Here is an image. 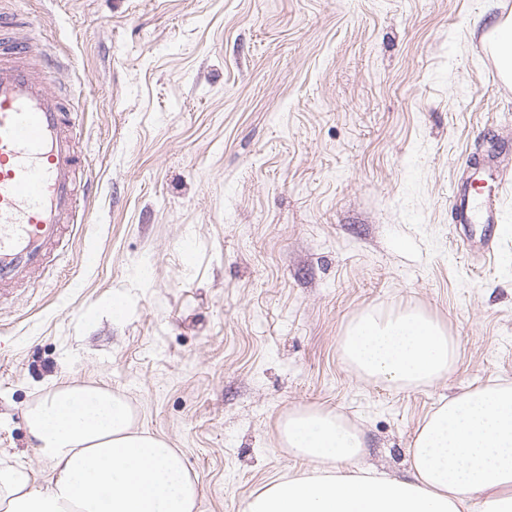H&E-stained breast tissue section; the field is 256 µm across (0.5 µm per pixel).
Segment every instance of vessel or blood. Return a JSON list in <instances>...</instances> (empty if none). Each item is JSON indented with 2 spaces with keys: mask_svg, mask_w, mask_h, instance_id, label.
<instances>
[{
  "mask_svg": "<svg viewBox=\"0 0 512 512\" xmlns=\"http://www.w3.org/2000/svg\"><path fill=\"white\" fill-rule=\"evenodd\" d=\"M54 69L0 11V296L40 278L66 233L84 221L77 117L53 89ZM511 149L503 142L497 153L474 157L473 176L491 170L495 185L475 187L472 176L450 207L451 223L482 225L485 255L512 230L501 214L507 179L500 160Z\"/></svg>",
  "mask_w": 512,
  "mask_h": 512,
  "instance_id": "obj_1",
  "label": "vessel or blood"
}]
</instances>
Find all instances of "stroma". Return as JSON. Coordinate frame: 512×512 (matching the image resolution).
Masks as SVG:
<instances>
[{
	"label": "stroma",
	"instance_id": "obj_1",
	"mask_svg": "<svg viewBox=\"0 0 512 512\" xmlns=\"http://www.w3.org/2000/svg\"><path fill=\"white\" fill-rule=\"evenodd\" d=\"M64 67L87 223L38 287L0 300V457L38 482L28 405L123 395L180 449L197 512H244L311 470L282 448L305 406L404 476L424 417L512 384V235L475 257L448 222L473 154L512 139L491 41L512 0H13ZM95 253L84 262L85 249ZM419 310L452 371L394 388L342 359L367 311Z\"/></svg>",
	"mask_w": 512,
	"mask_h": 512
}]
</instances>
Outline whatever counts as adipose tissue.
<instances>
[{"label": "adipose tissue", "mask_w": 512, "mask_h": 512, "mask_svg": "<svg viewBox=\"0 0 512 512\" xmlns=\"http://www.w3.org/2000/svg\"><path fill=\"white\" fill-rule=\"evenodd\" d=\"M340 350L362 378L394 386L430 384L456 356L442 326L413 310L363 313ZM24 418L52 477L39 487L24 465H0V512H196L199 489L182 452L138 430L110 388L55 389ZM280 435L317 469L264 485L245 512H512L511 384L474 388L430 414L403 478L361 465L364 438L337 412H293Z\"/></svg>", "instance_id": "obj_1"}]
</instances>
